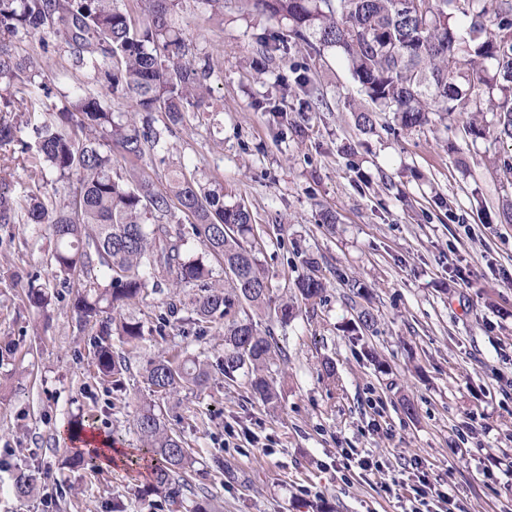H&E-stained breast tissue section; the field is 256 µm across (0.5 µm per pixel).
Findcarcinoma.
Wrapping results in <instances>:
<instances>
[{
  "instance_id": "obj_1",
  "label": "carcinoma",
  "mask_w": 512,
  "mask_h": 512,
  "mask_svg": "<svg viewBox=\"0 0 512 512\" xmlns=\"http://www.w3.org/2000/svg\"><path fill=\"white\" fill-rule=\"evenodd\" d=\"M261 12L288 20V35H272L266 52L294 44L316 54L337 50L370 105L350 101L359 131L368 133L377 113L392 112L406 131L421 130L431 115L448 116L473 109L492 120H472V141L512 142V0H252ZM179 0H137L132 13L118 0H0V84L16 89L20 98L4 107L29 111L26 90L51 88L39 61L16 51L23 37L61 38L71 49L72 66L94 73L100 91L81 85L60 112H47L32 126V141L22 139L20 124L0 116V149L15 142L30 157L57 174L61 205L48 199L43 184L15 190L0 174V224H47L52 229L50 261L67 277L77 279L73 302L79 321L100 323L94 341L97 374L112 389L124 387L127 360L112 351V332L129 344L138 343L144 327L138 321H99L103 307L117 309L162 286L196 288L188 321L205 333L218 323L224 349L218 367L224 381L244 377L251 393L265 405L278 402L271 367L283 350L271 330L261 328L249 310L271 306L272 277L261 269L249 209L227 206L224 194L204 191L194 172L179 171L166 189L147 176L117 170L112 153L142 159L163 147L174 127L201 112L212 67L189 59L190 48L175 19ZM135 102L142 121L117 119L109 95ZM288 94L308 99L317 87L296 73ZM162 115L156 125L153 113ZM281 130L303 133L290 113L273 112ZM190 222L191 233L204 246L194 257L188 239L172 224ZM224 283L214 279V265ZM103 268L108 282H98ZM27 279L30 302L40 307L48 296L38 278ZM322 279L306 275L295 292L306 301L321 298ZM210 364L197 357L159 355L144 370L147 391L138 418L142 443L127 466L151 471L150 492L173 500L188 484L191 455L181 435L172 431L156 401L207 384ZM41 473L21 471L14 483L19 498L28 497Z\"/></svg>"
}]
</instances>
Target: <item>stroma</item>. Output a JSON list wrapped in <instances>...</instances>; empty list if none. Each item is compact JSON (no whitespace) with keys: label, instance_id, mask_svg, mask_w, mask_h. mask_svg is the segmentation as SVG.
<instances>
[{"label":"stroma","instance_id":"35a3bbf8","mask_svg":"<svg viewBox=\"0 0 512 512\" xmlns=\"http://www.w3.org/2000/svg\"><path fill=\"white\" fill-rule=\"evenodd\" d=\"M177 19L195 60L214 67L209 110L156 155L113 161L161 189L186 168L225 204L250 209L261 267L298 311L285 325L262 318L285 351L276 366L280 403L269 408L244 382L217 373L200 390L161 400L195 460L191 487L176 501L145 494L146 469L73 463L69 421L93 424L135 453L147 361L177 352L211 358L223 341L218 328L199 336L188 323L195 289L149 294L121 317L151 328L174 302L180 319L135 349L113 338L129 362L125 391H113L94 374L97 327L76 318L71 289L50 262L47 226L2 225L0 347L12 351L0 358V512H186L204 497L220 512H405L421 469L437 488L428 512H512V223L497 217L512 181L481 161L490 146L466 136L471 113L436 115L406 132L383 112L375 132L363 134L348 107L358 84L339 53H266L264 37L288 23L250 0H224L217 16L182 0ZM18 50L49 64L54 93L38 97L37 112L58 111L75 85H95L90 71L56 69L70 56L62 40L45 50L31 37ZM298 69L319 85L318 104L284 95ZM271 104L301 115L304 135L280 134ZM452 144L473 154L468 166L457 164ZM324 209L335 212L334 227L320 224ZM309 255L326 284L312 307L294 293ZM18 271L49 289L46 311L30 305ZM349 279L364 284L363 295L346 288ZM363 307L374 324L353 331ZM342 448L373 467L344 469ZM31 466L45 479L17 498L14 477Z\"/></svg>","mask_w":512,"mask_h":512}]
</instances>
